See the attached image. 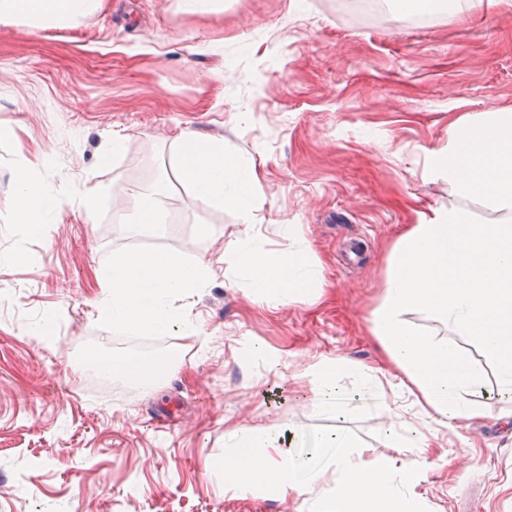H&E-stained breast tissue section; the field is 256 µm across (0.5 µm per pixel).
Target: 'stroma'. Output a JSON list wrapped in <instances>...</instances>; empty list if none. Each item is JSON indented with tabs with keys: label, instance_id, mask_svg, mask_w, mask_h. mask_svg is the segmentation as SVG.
Listing matches in <instances>:
<instances>
[{
	"label": "stroma",
	"instance_id": "obj_1",
	"mask_svg": "<svg viewBox=\"0 0 512 512\" xmlns=\"http://www.w3.org/2000/svg\"><path fill=\"white\" fill-rule=\"evenodd\" d=\"M381 2V24L345 0H223L215 16L179 0H108L73 29L0 25V512H302L296 495L225 487V426L278 430L291 451L338 430L400 459L398 413L433 443L416 488L424 512H512V422L499 418L480 343L439 315H404L482 375L469 396L479 413L451 430L397 388L370 334L407 225L437 210L475 225L506 218L426 158L458 117L512 108V0H463L420 22ZM182 129L255 165L256 231L266 248L306 256L308 296L253 303L223 256L240 212L172 176ZM116 136L124 150L107 156ZM21 169L63 200L36 236L15 217ZM163 177L164 222L137 232L135 198ZM140 249L211 259L214 272L171 301L196 329H170L153 348L172 361L163 381L145 391L116 377L103 398L86 383L89 353L129 347L98 319L100 274ZM47 320L53 336L38 337ZM256 345L268 358L248 356ZM343 359L384 368L383 387L341 376L337 411L319 412L316 365Z\"/></svg>",
	"mask_w": 512,
	"mask_h": 512
}]
</instances>
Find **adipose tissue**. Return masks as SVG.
<instances>
[{
    "label": "adipose tissue",
    "mask_w": 512,
    "mask_h": 512,
    "mask_svg": "<svg viewBox=\"0 0 512 512\" xmlns=\"http://www.w3.org/2000/svg\"><path fill=\"white\" fill-rule=\"evenodd\" d=\"M107 0H0V23L31 22L45 29L69 28L104 9ZM175 174L203 201L236 208L247 227L230 244L239 269L250 279L257 301L287 303L308 287L306 261L265 248L248 227L254 219L255 166L241 164L223 144L200 140L190 131L176 136ZM431 172L446 176L466 192H477L512 213V109L475 120L461 116L448 146L431 153ZM19 223L39 234L60 198L43 194L26 170L16 175ZM211 267L173 252L145 251L113 257L102 272L99 320L109 329L153 335L175 325L192 329L170 306L203 288ZM421 309L452 320L463 336L477 338L497 367L502 400L512 404V225H471L455 211H437L409 225L393 244L382 300L372 333L400 384L416 398L424 415L451 424L477 408L465 398L479 377L470 361L448 343L422 335L403 318ZM98 370L143 389L155 388L167 360L126 354L94 356ZM401 461L377 455L341 435H331L306 451L290 452L280 435L239 425L224 432L220 467L228 487L250 489L279 499L310 498L308 512H423L416 486L424 475L428 437L399 419Z\"/></svg>",
    "instance_id": "ef3b65f1"
}]
</instances>
